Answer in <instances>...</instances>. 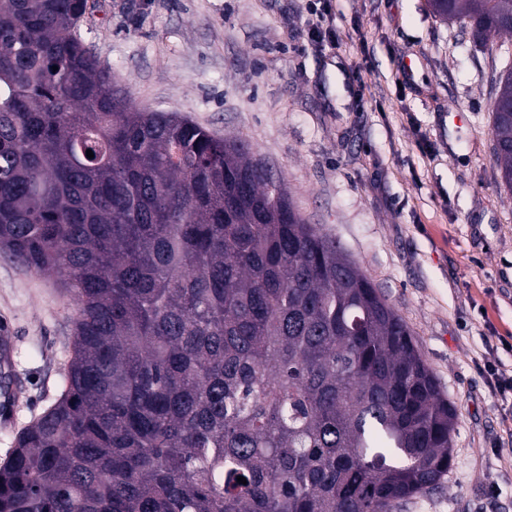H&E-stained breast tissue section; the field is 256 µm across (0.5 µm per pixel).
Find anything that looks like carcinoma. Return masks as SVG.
I'll use <instances>...</instances> for the list:
<instances>
[{"mask_svg":"<svg viewBox=\"0 0 512 512\" xmlns=\"http://www.w3.org/2000/svg\"><path fill=\"white\" fill-rule=\"evenodd\" d=\"M428 4L512 37V0ZM86 6L0 0V252L76 312L0 512H396L438 485L456 413L410 327L249 143L132 108ZM492 127L512 192V67Z\"/></svg>","mask_w":512,"mask_h":512,"instance_id":"carcinoma-1","label":"carcinoma"}]
</instances>
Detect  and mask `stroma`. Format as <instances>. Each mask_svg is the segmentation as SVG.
I'll return each mask as SVG.
<instances>
[{"mask_svg":"<svg viewBox=\"0 0 512 512\" xmlns=\"http://www.w3.org/2000/svg\"><path fill=\"white\" fill-rule=\"evenodd\" d=\"M87 0L80 32L131 104L242 138L308 223L413 330L457 411L452 467L400 512H512V432L479 369L512 370V193L492 135L512 40L470 41L427 0ZM75 309L0 254L19 425L57 395Z\"/></svg>","mask_w":512,"mask_h":512,"instance_id":"1","label":"stroma"}]
</instances>
